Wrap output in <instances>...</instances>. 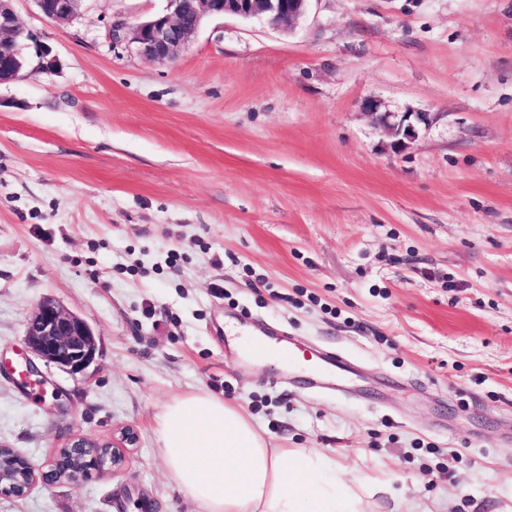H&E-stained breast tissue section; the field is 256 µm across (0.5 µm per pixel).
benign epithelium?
I'll use <instances>...</instances> for the list:
<instances>
[{
	"instance_id": "obj_1",
	"label": "benign epithelium",
	"mask_w": 512,
	"mask_h": 512,
	"mask_svg": "<svg viewBox=\"0 0 512 512\" xmlns=\"http://www.w3.org/2000/svg\"><path fill=\"white\" fill-rule=\"evenodd\" d=\"M48 18L69 23L78 15L81 0H36ZM308 0H166L165 9L126 32L125 26H112V40H130L138 53L165 60L187 47L204 22L210 18L235 15L258 19L272 26L291 25L305 12ZM33 53L35 68L47 74L55 70L56 59L51 50L32 35L24 34L12 7V0H0V84L17 77L21 59ZM363 110L392 138V144L404 147L418 137L419 126L427 125L425 112H381L372 99L362 103ZM28 348L47 364H54L71 374H82L95 357L94 334L88 323L62 306L44 298L37 303L25 327ZM137 442L134 429L128 427L112 442H99L76 435L67 442L50 469L34 465L29 459L8 448H0V494L14 497L26 495L38 483L55 481L72 483L94 474L113 475L126 462L129 448Z\"/></svg>"
}]
</instances>
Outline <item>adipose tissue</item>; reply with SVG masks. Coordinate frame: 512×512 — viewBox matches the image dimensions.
Masks as SVG:
<instances>
[{
  "label": "adipose tissue",
  "mask_w": 512,
  "mask_h": 512,
  "mask_svg": "<svg viewBox=\"0 0 512 512\" xmlns=\"http://www.w3.org/2000/svg\"><path fill=\"white\" fill-rule=\"evenodd\" d=\"M160 456L196 512H367L391 480L337 464L315 449L279 448L240 405L198 391L155 416Z\"/></svg>",
  "instance_id": "1"
}]
</instances>
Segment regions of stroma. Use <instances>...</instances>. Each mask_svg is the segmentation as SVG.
Returning <instances> with one entry per match:
<instances>
[{
	"label": "stroma",
	"instance_id": "obj_1",
	"mask_svg": "<svg viewBox=\"0 0 512 512\" xmlns=\"http://www.w3.org/2000/svg\"><path fill=\"white\" fill-rule=\"evenodd\" d=\"M164 5L13 3L59 68L0 84V366L45 297L96 353L0 375V447L47 465L78 434L139 439L119 473L0 512H195L154 419L198 390L412 512H512V0H309L288 29L208 20L163 62L113 41ZM367 98L429 124L394 147ZM228 319L343 353L345 392L242 357ZM41 12L59 23H69L78 15L82 0H35Z\"/></svg>",
	"mask_w": 512,
	"mask_h": 512
}]
</instances>
